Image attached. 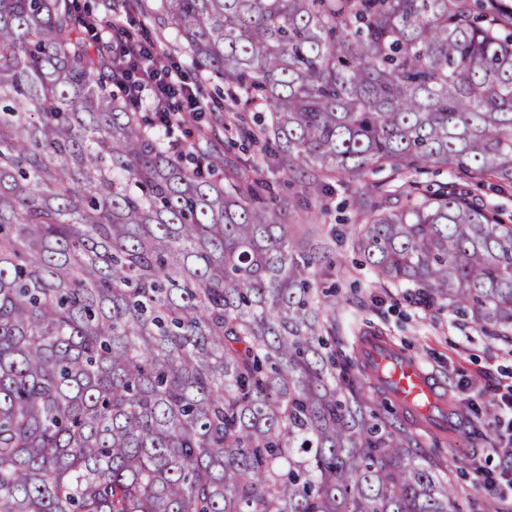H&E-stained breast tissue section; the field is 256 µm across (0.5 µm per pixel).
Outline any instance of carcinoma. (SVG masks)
I'll use <instances>...</instances> for the list:
<instances>
[{"label":"carcinoma","mask_w":512,"mask_h":512,"mask_svg":"<svg viewBox=\"0 0 512 512\" xmlns=\"http://www.w3.org/2000/svg\"><path fill=\"white\" fill-rule=\"evenodd\" d=\"M159 0L256 95L278 173L512 184V0ZM74 0H0V512H458L332 349L293 200L159 145ZM371 208L382 282L512 331V216L450 186Z\"/></svg>","instance_id":"cac0c4a2"}]
</instances>
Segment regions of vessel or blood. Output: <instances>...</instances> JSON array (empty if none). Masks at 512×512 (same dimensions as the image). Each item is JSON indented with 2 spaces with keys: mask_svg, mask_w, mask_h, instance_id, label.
Returning <instances> with one entry per match:
<instances>
[{
  "mask_svg": "<svg viewBox=\"0 0 512 512\" xmlns=\"http://www.w3.org/2000/svg\"><path fill=\"white\" fill-rule=\"evenodd\" d=\"M370 371L383 385L395 408L431 419L435 432L448 429L446 387L387 337L372 334L360 342Z\"/></svg>",
  "mask_w": 512,
  "mask_h": 512,
  "instance_id": "1",
  "label": "vessel or blood"
}]
</instances>
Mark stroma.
Returning a JSON list of instances; mask_svg holds the SVG:
<instances>
[{"label":"stroma","mask_w":512,"mask_h":512,"mask_svg":"<svg viewBox=\"0 0 512 512\" xmlns=\"http://www.w3.org/2000/svg\"><path fill=\"white\" fill-rule=\"evenodd\" d=\"M143 24L162 58L176 62L185 82L197 89L204 107L196 121L173 125L169 139L206 146L268 180L281 198L307 201L309 213L317 217L315 224H308V213L302 212L295 214L293 223L300 232L314 229L317 242L327 246L314 274L323 287L336 291L330 305L338 347L351 351L356 337L371 333L389 337L446 385L455 406L453 437L438 440L426 432L423 445L437 449L442 470L457 491L460 512H499L501 500L512 501V486L504 482L487 490L481 474L512 464L495 450L502 412L494 400L497 389L512 385V333L504 336L481 328L469 317L425 302L414 289L379 282L353 248L354 229L364 220L362 201L398 208L405 199L392 194L393 185L415 182L436 190L454 183V175L435 165L403 174L370 171L360 182H336L330 190L314 192L306 178L272 173L257 146L236 133L240 127L256 128L266 114L261 101L243 95L232 111H225L223 82L192 68L171 28L151 17ZM464 187L479 207L512 215V184L471 179Z\"/></svg>","instance_id":"1"}]
</instances>
